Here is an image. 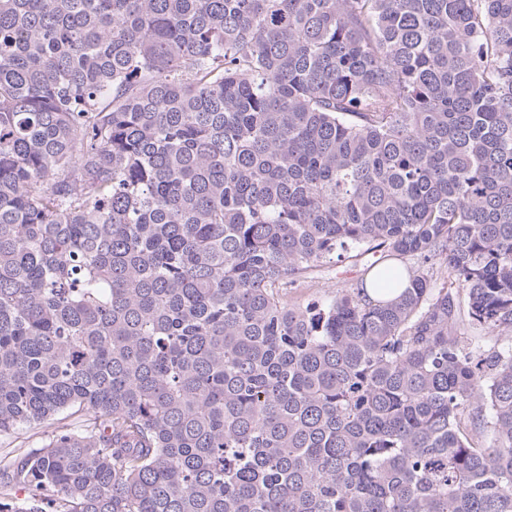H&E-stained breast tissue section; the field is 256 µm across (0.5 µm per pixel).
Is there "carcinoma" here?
Instances as JSON below:
<instances>
[{
	"mask_svg": "<svg viewBox=\"0 0 512 512\" xmlns=\"http://www.w3.org/2000/svg\"><path fill=\"white\" fill-rule=\"evenodd\" d=\"M508 338L512 0H0V512H512ZM372 255L346 261L342 264H324L308 278L301 279L296 288L288 290V302L306 304L311 301L332 298L340 288H350L361 277L372 261ZM45 431H47L45 427H21L12 433L2 434L0 436V461L2 463L13 462L20 457L24 450L36 446Z\"/></svg>",
	"mask_w": 512,
	"mask_h": 512,
	"instance_id": "cac0c4a2",
	"label": "carcinoma"
}]
</instances>
